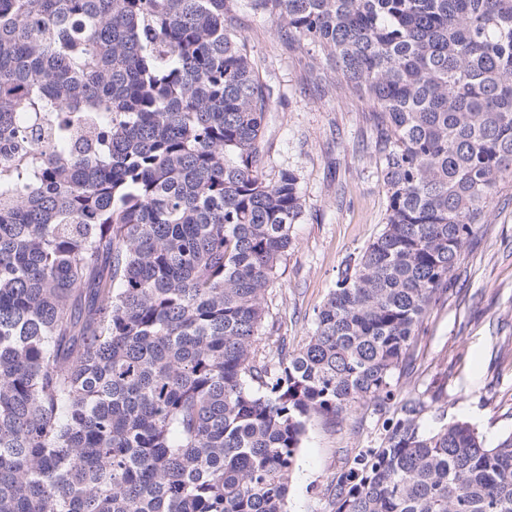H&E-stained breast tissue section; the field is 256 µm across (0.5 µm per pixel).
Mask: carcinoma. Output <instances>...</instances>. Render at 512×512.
<instances>
[{
  "mask_svg": "<svg viewBox=\"0 0 512 512\" xmlns=\"http://www.w3.org/2000/svg\"><path fill=\"white\" fill-rule=\"evenodd\" d=\"M371 102L383 231L257 346L304 209L239 0H0V512H286L310 420L394 407L334 512H512V432L400 395L512 176V0H248Z\"/></svg>",
  "mask_w": 512,
  "mask_h": 512,
  "instance_id": "obj_1",
  "label": "carcinoma"
}]
</instances>
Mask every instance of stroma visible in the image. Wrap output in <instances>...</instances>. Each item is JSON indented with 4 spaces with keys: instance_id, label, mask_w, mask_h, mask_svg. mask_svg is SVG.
I'll use <instances>...</instances> for the list:
<instances>
[{
    "instance_id": "stroma-1",
    "label": "stroma",
    "mask_w": 512,
    "mask_h": 512,
    "mask_svg": "<svg viewBox=\"0 0 512 512\" xmlns=\"http://www.w3.org/2000/svg\"><path fill=\"white\" fill-rule=\"evenodd\" d=\"M236 30L271 93L261 170L277 179L296 170L305 199L280 277L265 297L268 326L258 338L269 361L281 344L297 349L311 336L317 311L339 271L384 227L386 195L372 147L374 109L318 77L306 50L271 20L240 6ZM410 376L401 393L425 391L436 401L425 429L466 420L495 442L512 432V177L497 187L491 215L466 243L456 277L426 315ZM393 416L357 409L328 421L314 418L298 457L288 512H333L329 486L353 456L376 447Z\"/></svg>"
}]
</instances>
